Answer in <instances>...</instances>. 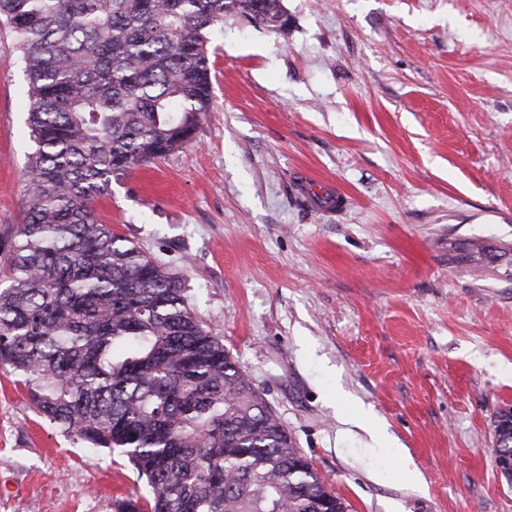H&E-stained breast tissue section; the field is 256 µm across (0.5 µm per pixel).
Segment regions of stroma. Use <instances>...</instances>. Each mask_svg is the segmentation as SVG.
I'll return each instance as SVG.
<instances>
[{
	"instance_id": "1",
	"label": "stroma",
	"mask_w": 512,
	"mask_h": 512,
	"mask_svg": "<svg viewBox=\"0 0 512 512\" xmlns=\"http://www.w3.org/2000/svg\"><path fill=\"white\" fill-rule=\"evenodd\" d=\"M283 4L287 32L209 29L195 140L113 183L98 216L184 283L351 512H512L492 452L512 408V0ZM30 103L0 26V271ZM475 242L499 259L455 262ZM149 494L0 370V512Z\"/></svg>"
}]
</instances>
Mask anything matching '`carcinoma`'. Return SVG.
I'll return each instance as SVG.
<instances>
[{"label": "carcinoma", "mask_w": 512, "mask_h": 512, "mask_svg": "<svg viewBox=\"0 0 512 512\" xmlns=\"http://www.w3.org/2000/svg\"><path fill=\"white\" fill-rule=\"evenodd\" d=\"M280 31L282 0H0L37 145L0 278V367L36 413L125 454L151 497L115 512H349L167 268L96 217L112 180L193 140L207 30ZM499 452L512 427L496 421Z\"/></svg>", "instance_id": "1"}]
</instances>
